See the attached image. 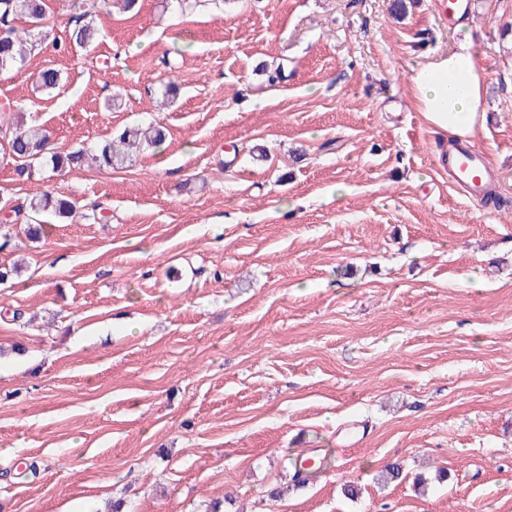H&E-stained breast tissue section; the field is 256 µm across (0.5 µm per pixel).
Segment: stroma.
<instances>
[{
    "mask_svg": "<svg viewBox=\"0 0 512 512\" xmlns=\"http://www.w3.org/2000/svg\"><path fill=\"white\" fill-rule=\"evenodd\" d=\"M469 2L141 0L82 49L75 0H46L0 117L56 152L165 140L55 174L104 219L0 251L25 263L0 284V512H512V0ZM467 37L497 205L452 186L411 89ZM305 448L328 468L298 486Z\"/></svg>",
    "mask_w": 512,
    "mask_h": 512,
    "instance_id": "35a3bbf8",
    "label": "stroma"
}]
</instances>
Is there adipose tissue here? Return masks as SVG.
<instances>
[{
  "mask_svg": "<svg viewBox=\"0 0 512 512\" xmlns=\"http://www.w3.org/2000/svg\"><path fill=\"white\" fill-rule=\"evenodd\" d=\"M473 42L416 70L411 82L427 122L452 139L473 137L484 122L486 75Z\"/></svg>",
  "mask_w": 512,
  "mask_h": 512,
  "instance_id": "obj_1",
  "label": "adipose tissue"
}]
</instances>
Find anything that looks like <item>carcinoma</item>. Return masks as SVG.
I'll return each instance as SVG.
<instances>
[{
    "mask_svg": "<svg viewBox=\"0 0 512 512\" xmlns=\"http://www.w3.org/2000/svg\"><path fill=\"white\" fill-rule=\"evenodd\" d=\"M45 0H0V74L21 69L28 56L41 45L48 36L45 30ZM95 5L84 2L72 38L80 46H90L97 39V29L88 19L94 13ZM61 82L60 73L53 68H45L37 73L35 84L41 91L51 92ZM165 134L153 126L124 130L117 138L104 141L95 148H82L68 154H47L48 139L44 130L35 126H25L17 120L6 125L0 138V153L18 162L17 174L28 180L45 168L54 173L79 169L87 163L99 169L122 168L130 162L131 149L141 143L159 146ZM79 202L62 198L42 186L24 205L0 197V211L14 214L15 219L24 225L28 241L36 243L43 235L41 217L51 215L64 221L76 214Z\"/></svg>",
    "mask_w": 512,
    "mask_h": 512,
    "instance_id": "carcinoma-1",
    "label": "carcinoma"
}]
</instances>
